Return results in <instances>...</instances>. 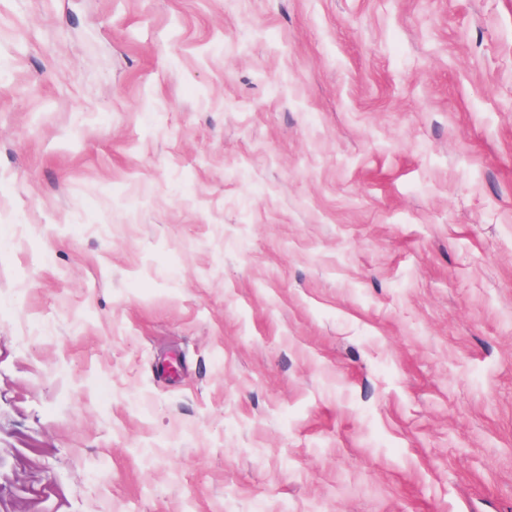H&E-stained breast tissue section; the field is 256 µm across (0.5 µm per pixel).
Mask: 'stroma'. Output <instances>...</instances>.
I'll return each mask as SVG.
<instances>
[{"label":"stroma","instance_id":"1","mask_svg":"<svg viewBox=\"0 0 512 512\" xmlns=\"http://www.w3.org/2000/svg\"><path fill=\"white\" fill-rule=\"evenodd\" d=\"M0 512H512V0H0Z\"/></svg>","mask_w":512,"mask_h":512}]
</instances>
